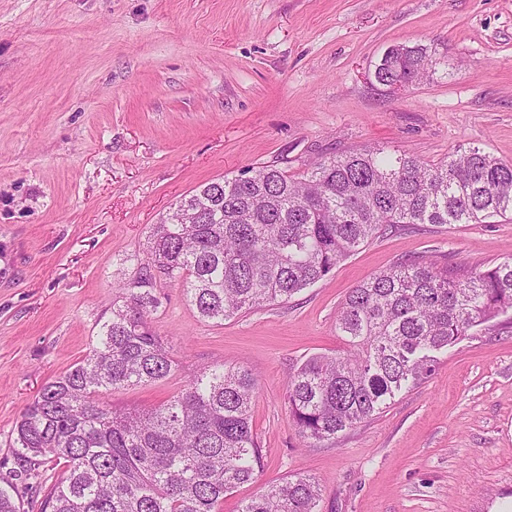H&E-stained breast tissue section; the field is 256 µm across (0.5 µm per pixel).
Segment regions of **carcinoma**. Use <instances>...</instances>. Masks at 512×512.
Returning <instances> with one entry per match:
<instances>
[{
  "label": "carcinoma",
  "mask_w": 512,
  "mask_h": 512,
  "mask_svg": "<svg viewBox=\"0 0 512 512\" xmlns=\"http://www.w3.org/2000/svg\"><path fill=\"white\" fill-rule=\"evenodd\" d=\"M435 65V48L396 44L375 79L405 89ZM509 213L512 163L475 146L434 165L368 147L317 161L299 178L263 165L198 186L152 225L148 260L96 345L43 385L16 422L20 472L37 476L51 459L64 464L40 512H221L224 496L254 479L262 449L252 371L213 366L147 412L99 399L173 370L170 347L148 321L159 307L158 282L179 283L199 317L222 323L287 301L388 226L482 224ZM508 314L512 257L462 274L423 256L369 278L339 309L343 348L289 374L298 435L314 448L370 419L435 370L434 352ZM320 500L319 481L295 477L241 512H319Z\"/></svg>",
  "instance_id": "1"
}]
</instances>
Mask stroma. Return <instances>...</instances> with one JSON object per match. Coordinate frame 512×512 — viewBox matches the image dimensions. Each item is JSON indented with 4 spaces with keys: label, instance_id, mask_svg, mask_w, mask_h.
Masks as SVG:
<instances>
[{
    "label": "stroma",
    "instance_id": "obj_1",
    "mask_svg": "<svg viewBox=\"0 0 512 512\" xmlns=\"http://www.w3.org/2000/svg\"><path fill=\"white\" fill-rule=\"evenodd\" d=\"M395 44L440 62L392 91L374 70ZM368 145L512 162V0H0V487L24 512L64 467L21 477L15 423L95 345L151 225L201 184L270 164L298 176ZM423 255L491 268L512 256V218L396 225L288 302L220 324L160 283L149 321L176 368L100 398L144 410L204 368L257 373L261 465L223 512L300 475L319 480L320 512H512V329L471 330L324 446L304 447L289 416L288 376L339 347L348 291Z\"/></svg>",
    "mask_w": 512,
    "mask_h": 512
}]
</instances>
